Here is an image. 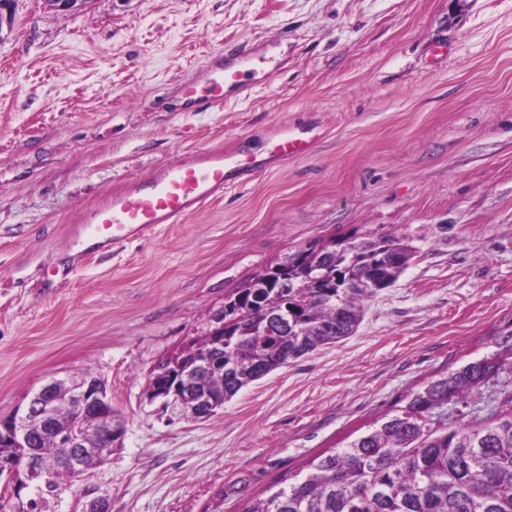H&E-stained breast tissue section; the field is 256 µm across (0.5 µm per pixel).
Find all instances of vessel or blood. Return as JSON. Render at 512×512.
<instances>
[{"label": "vessel or blood", "instance_id": "b4317fda", "mask_svg": "<svg viewBox=\"0 0 512 512\" xmlns=\"http://www.w3.org/2000/svg\"><path fill=\"white\" fill-rule=\"evenodd\" d=\"M258 52L229 48L217 61L204 87L186 86L189 102L199 99L231 101L250 87ZM311 141L304 132L280 128L267 143L269 160L283 162L308 154ZM261 165L253 154L207 152L197 159L170 164L159 175L132 185L89 210L75 235L93 241L96 249L122 247L143 238L160 224H173L223 191L229 181L246 176Z\"/></svg>", "mask_w": 512, "mask_h": 512}]
</instances>
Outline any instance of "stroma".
I'll use <instances>...</instances> for the list:
<instances>
[{
    "mask_svg": "<svg viewBox=\"0 0 512 512\" xmlns=\"http://www.w3.org/2000/svg\"><path fill=\"white\" fill-rule=\"evenodd\" d=\"M229 44L267 84L188 104ZM310 130L306 157L178 223L80 256L71 227L198 153ZM394 236L415 258L353 335L193 420L152 369L298 250ZM512 366V0H16L0 32V416L45 382L104 381L122 448L44 512H243L468 362Z\"/></svg>",
    "mask_w": 512,
    "mask_h": 512,
    "instance_id": "35a3bbf8",
    "label": "stroma"
}]
</instances>
